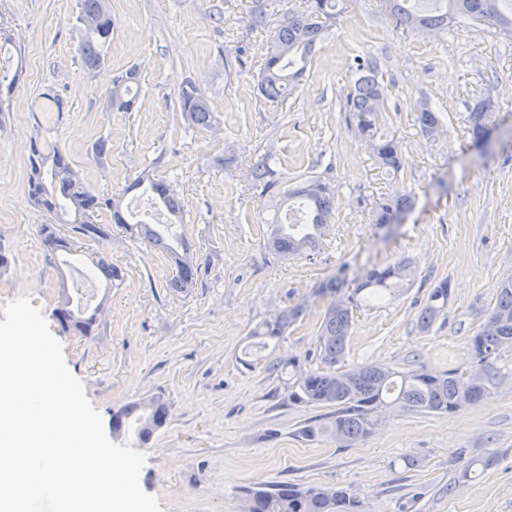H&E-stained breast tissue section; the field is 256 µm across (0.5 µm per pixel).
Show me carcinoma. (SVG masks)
I'll list each match as a JSON object with an SVG mask.
<instances>
[{
	"mask_svg": "<svg viewBox=\"0 0 512 512\" xmlns=\"http://www.w3.org/2000/svg\"><path fill=\"white\" fill-rule=\"evenodd\" d=\"M435 7L417 8L410 0H386L390 14L400 26L411 31L430 32L445 30L458 20L467 18L473 22L482 20L507 36L512 35V0H434ZM508 9H503V6ZM336 16V0H307V6L289 13L272 28L271 51L260 72L259 89L267 99L285 101L288 90L304 75L307 65L327 28V22ZM96 17L100 27L87 31L81 44L80 55L84 69L88 72L103 62V50L112 36V15L105 0H82L80 18ZM359 73L354 90L346 96V111L352 113L359 131L372 142V149L380 163L397 169L401 158L395 143L385 140L375 142V130L379 113L385 111V89L378 79L377 63L371 59L356 61ZM139 84L134 69L117 78L110 91L112 106L129 111L137 99L133 87ZM182 110L193 126L209 127L212 115L203 93L192 83L181 88ZM417 121L427 133L439 128L440 118L426 103L417 109ZM469 123L474 139L481 140L486 124L490 123L489 104L479 102L476 110L469 113ZM272 155L268 154L251 170L255 183L263 191L272 190L276 181L270 167ZM140 179L132 184L137 188L145 184ZM154 198L166 211L181 217L183 206L162 179L147 182ZM27 194L32 205L39 211L56 218L73 215L70 221V236H62L52 224H44L41 233L48 259L59 251L71 250L74 239L104 240L109 237L106 226L97 222V217L108 211L112 222L125 224L127 219L119 202L97 193L86 185L72 167L66 154L57 150L52 156L45 155L31 141L28 157ZM288 199L297 203L296 212L302 219L296 223H273L269 247L283 259L299 256L316 245L323 229L332 215L334 193L319 179H309L288 192ZM410 200L400 198L380 207L376 222L387 224L391 218L407 210ZM141 235L156 248L169 253L176 265V275L170 287L185 292L194 287L198 266L193 261V250L183 239L169 233L159 232L150 225L141 228ZM93 274L110 283L120 277L119 270L104 257L94 264ZM413 282V267L409 261H400L386 267H374L366 276L354 283L352 292H347L348 283L329 278L316 290V295L330 298L325 308L319 334L324 367L300 373L293 383L296 390L292 398L315 406H332L336 413L322 423L312 422L301 430L307 441H316L324 435L339 440L352 441L370 432V414L383 406L430 414L451 415L462 408V402L474 405L491 394L493 377L485 384L475 387L466 385L463 374L457 370L434 373L398 372L385 364H365L342 369L354 307L358 298L380 301L385 296L409 288ZM449 281H439L429 292L426 304L419 315L421 328H429L448 306ZM70 298L64 296L54 309L53 316L59 323L67 322L73 330L83 336L93 332L95 314H85V309L71 308ZM303 309L300 306L286 308L270 320H264L253 330L252 335L263 340L276 339L285 334L288 326L298 319ZM489 319L499 323L493 333L480 330L471 337L473 351H486L497 357L501 351L512 347V280L497 289L496 299ZM168 402L158 396L147 402L130 403L112 414V432L116 435L131 433L140 443L150 440L154 432L162 428L169 417ZM247 512H358L359 501L344 487H302L282 482L268 489L258 488L248 492Z\"/></svg>",
	"mask_w": 512,
	"mask_h": 512,
	"instance_id": "obj_1",
	"label": "carcinoma"
}]
</instances>
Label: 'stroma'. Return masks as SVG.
<instances>
[{
    "mask_svg": "<svg viewBox=\"0 0 512 512\" xmlns=\"http://www.w3.org/2000/svg\"><path fill=\"white\" fill-rule=\"evenodd\" d=\"M113 19L105 63L81 65V0H0V307L26 296L64 349L69 371L110 423L114 411L162 396L167 424L141 445V489L162 512H246L247 492L277 482L351 490L361 512H512V348L494 366L490 396L449 416L394 406L372 416L353 443L300 430L329 406L292 400L288 372L271 363L323 365L319 327L331 277L362 278L375 266L411 260V288L354 313L343 365L382 363L400 372L467 369L471 338L512 280V36L471 22L435 33L397 25L383 0H339L307 71L285 103L258 89L270 50L266 29H250L251 0H107ZM373 58L386 90L379 116L401 154L383 168L344 109L356 57ZM140 73L137 102L113 109L114 79ZM203 92L213 124L190 126L179 91ZM429 101L433 134L416 123ZM491 104L489 144L474 140L468 115ZM108 139L98 164L92 146ZM60 150L94 190L129 204L138 223H99L110 236L86 240L66 266L45 261L49 217L26 189L31 141ZM273 154L277 193L250 177ZM168 182L184 207L175 230L199 267L194 288L169 286L172 258L140 233L165 217L125 190L143 176ZM308 179L335 195L318 247L284 261L267 249L283 194ZM407 195L396 224L378 225L379 205ZM105 255L121 273L112 285L90 276ZM449 280L448 306L429 329L418 315L430 289ZM97 309L93 336L61 332L53 311L63 294ZM302 306L286 335L252 350L250 331L282 309ZM496 465L464 481L472 460Z\"/></svg>",
    "mask_w": 512,
    "mask_h": 512,
    "instance_id": "obj_1",
    "label": "stroma"
}]
</instances>
